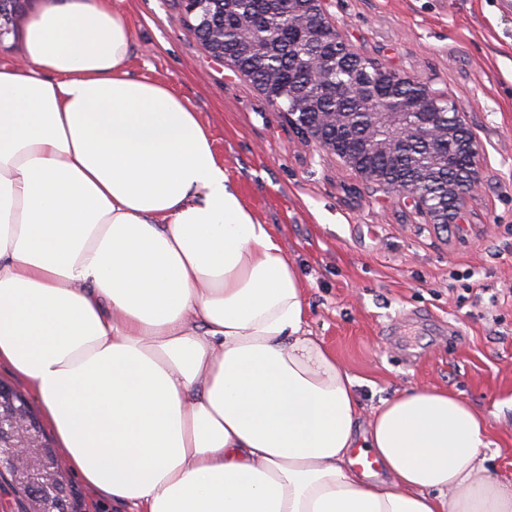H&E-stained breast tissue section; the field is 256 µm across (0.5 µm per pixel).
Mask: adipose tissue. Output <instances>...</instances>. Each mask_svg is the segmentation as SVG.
Wrapping results in <instances>:
<instances>
[{"instance_id": "adipose-tissue-1", "label": "adipose tissue", "mask_w": 512, "mask_h": 512, "mask_svg": "<svg viewBox=\"0 0 512 512\" xmlns=\"http://www.w3.org/2000/svg\"><path fill=\"white\" fill-rule=\"evenodd\" d=\"M131 43L113 0H55L0 65V361L68 468L128 512H512L458 395L362 414L287 249Z\"/></svg>"}]
</instances>
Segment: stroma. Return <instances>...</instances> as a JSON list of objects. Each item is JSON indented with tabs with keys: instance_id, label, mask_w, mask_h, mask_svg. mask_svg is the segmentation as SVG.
Listing matches in <instances>:
<instances>
[{
	"instance_id": "obj_1",
	"label": "stroma",
	"mask_w": 512,
	"mask_h": 512,
	"mask_svg": "<svg viewBox=\"0 0 512 512\" xmlns=\"http://www.w3.org/2000/svg\"><path fill=\"white\" fill-rule=\"evenodd\" d=\"M27 0L0 39L25 59ZM134 76L165 82L207 123L230 184L288 248L307 325L356 380L364 410L445 388L488 417L491 471L512 477V0H324L353 52L426 79L465 114L485 153L462 224L433 223L333 154L209 55L178 0H118Z\"/></svg>"
}]
</instances>
